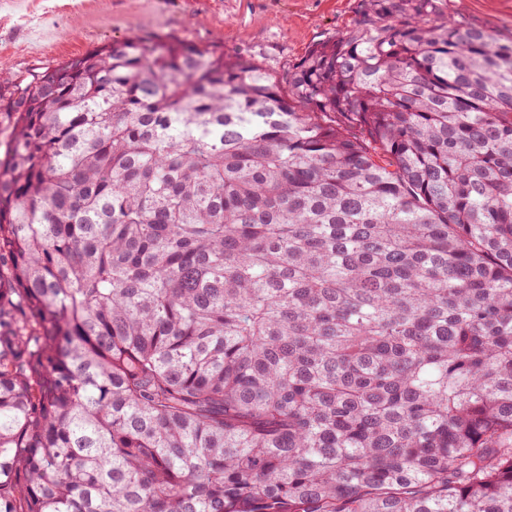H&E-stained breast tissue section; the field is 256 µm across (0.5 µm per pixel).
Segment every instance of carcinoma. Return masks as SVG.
Returning <instances> with one entry per match:
<instances>
[{
    "instance_id": "1",
    "label": "carcinoma",
    "mask_w": 512,
    "mask_h": 512,
    "mask_svg": "<svg viewBox=\"0 0 512 512\" xmlns=\"http://www.w3.org/2000/svg\"><path fill=\"white\" fill-rule=\"evenodd\" d=\"M360 0L288 69L0 75V512H512V41Z\"/></svg>"
}]
</instances>
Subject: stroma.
<instances>
[{
    "label": "stroma",
    "instance_id": "1",
    "mask_svg": "<svg viewBox=\"0 0 512 512\" xmlns=\"http://www.w3.org/2000/svg\"><path fill=\"white\" fill-rule=\"evenodd\" d=\"M450 17L512 39V0H447ZM359 0H0V74L23 78L104 44L174 36L254 60L277 81L348 29Z\"/></svg>",
    "mask_w": 512,
    "mask_h": 512
}]
</instances>
